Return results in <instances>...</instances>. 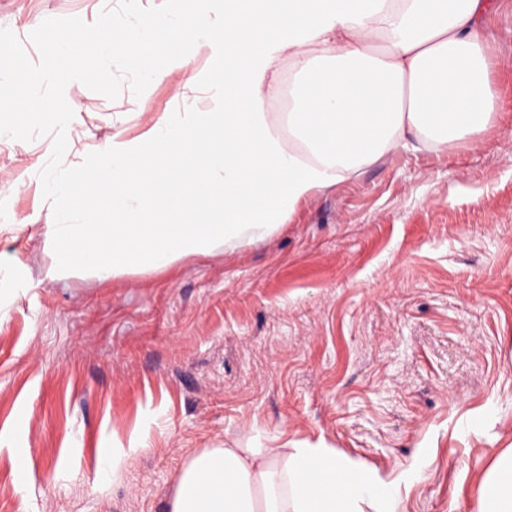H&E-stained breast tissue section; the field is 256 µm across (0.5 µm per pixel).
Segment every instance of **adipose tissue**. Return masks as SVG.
<instances>
[{
	"instance_id": "1",
	"label": "adipose tissue",
	"mask_w": 512,
	"mask_h": 512,
	"mask_svg": "<svg viewBox=\"0 0 512 512\" xmlns=\"http://www.w3.org/2000/svg\"><path fill=\"white\" fill-rule=\"evenodd\" d=\"M487 0H184L126 29L139 71L217 50L223 102L114 135L96 165L46 186L81 224H48L47 280L159 272L266 240L314 193L385 154L441 150L486 130L497 92L480 19ZM414 470L337 456L324 440L251 435L206 448L167 512H400ZM472 512H512V448L476 485Z\"/></svg>"
}]
</instances>
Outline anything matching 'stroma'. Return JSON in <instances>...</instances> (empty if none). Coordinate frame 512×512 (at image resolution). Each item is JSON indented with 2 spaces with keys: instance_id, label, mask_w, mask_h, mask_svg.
<instances>
[{
  "instance_id": "35a3bbf8",
  "label": "stroma",
  "mask_w": 512,
  "mask_h": 512,
  "mask_svg": "<svg viewBox=\"0 0 512 512\" xmlns=\"http://www.w3.org/2000/svg\"><path fill=\"white\" fill-rule=\"evenodd\" d=\"M489 3L492 126L387 154L242 251L45 280L54 137L0 135V512H165L188 455L253 425L384 473L415 467L403 512H471L512 448V0ZM109 6L0 0V28L36 63L44 19ZM187 53L138 97L68 84L64 165L210 109L213 53Z\"/></svg>"
}]
</instances>
